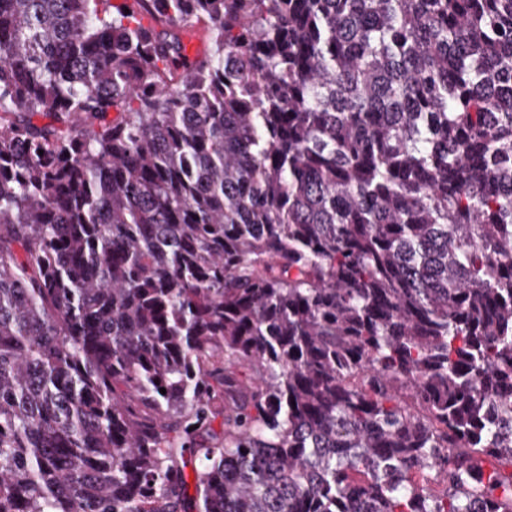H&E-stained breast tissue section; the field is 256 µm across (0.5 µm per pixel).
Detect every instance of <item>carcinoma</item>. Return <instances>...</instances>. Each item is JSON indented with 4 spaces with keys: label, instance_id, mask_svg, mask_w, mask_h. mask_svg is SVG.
Masks as SVG:
<instances>
[{
    "label": "carcinoma",
    "instance_id": "carcinoma-1",
    "mask_svg": "<svg viewBox=\"0 0 512 512\" xmlns=\"http://www.w3.org/2000/svg\"><path fill=\"white\" fill-rule=\"evenodd\" d=\"M0 512H512V0H0Z\"/></svg>",
    "mask_w": 512,
    "mask_h": 512
}]
</instances>
